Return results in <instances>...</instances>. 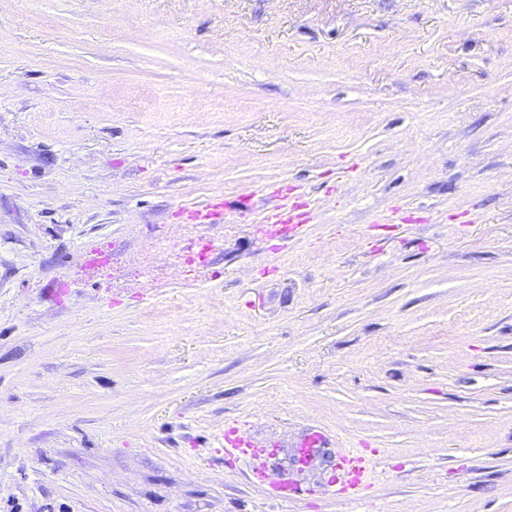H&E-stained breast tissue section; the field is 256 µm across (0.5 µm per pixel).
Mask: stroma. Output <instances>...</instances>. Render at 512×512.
Segmentation results:
<instances>
[{
  "mask_svg": "<svg viewBox=\"0 0 512 512\" xmlns=\"http://www.w3.org/2000/svg\"><path fill=\"white\" fill-rule=\"evenodd\" d=\"M0 512H512V0H0ZM181 213L186 224H219L224 220V196L216 194L205 205L183 208ZM274 196L280 198V202L271 207L265 223L268 227L269 236L285 245L288 241L300 237L305 232L312 214L310 211L301 210V207L304 206L300 207L295 203L289 204L287 195ZM224 444V450L229 455H250L257 457L260 454L266 456H274L277 448H280L276 442H271L265 445H258L254 443L243 431L240 429L228 426L221 433ZM261 448V449H256ZM329 446V439L320 428L314 427L309 429L295 447L297 448L295 457L296 464H298L300 468L308 465L317 448H328ZM372 474V459L359 448H341L336 454V486L347 498H355L365 490Z\"/></svg>",
  "mask_w": 512,
  "mask_h": 512,
  "instance_id": "stroma-1",
  "label": "stroma"
}]
</instances>
